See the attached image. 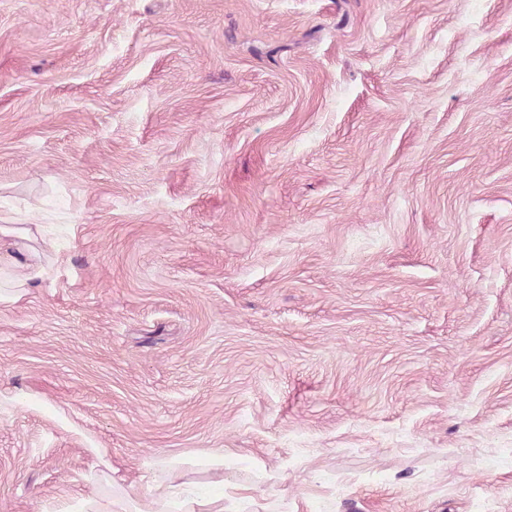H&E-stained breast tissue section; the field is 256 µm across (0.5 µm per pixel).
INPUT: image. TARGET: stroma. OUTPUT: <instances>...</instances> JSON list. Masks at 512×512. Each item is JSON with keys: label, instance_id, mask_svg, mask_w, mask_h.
I'll return each mask as SVG.
<instances>
[{"label": "stroma", "instance_id": "stroma-1", "mask_svg": "<svg viewBox=\"0 0 512 512\" xmlns=\"http://www.w3.org/2000/svg\"><path fill=\"white\" fill-rule=\"evenodd\" d=\"M0 220V512H512V0H0ZM0 226V274L3 268H10L14 261V250L27 251L34 256H38L37 248L30 244L21 243L17 240L37 243V237L31 228L17 229L7 226Z\"/></svg>", "mask_w": 512, "mask_h": 512}]
</instances>
